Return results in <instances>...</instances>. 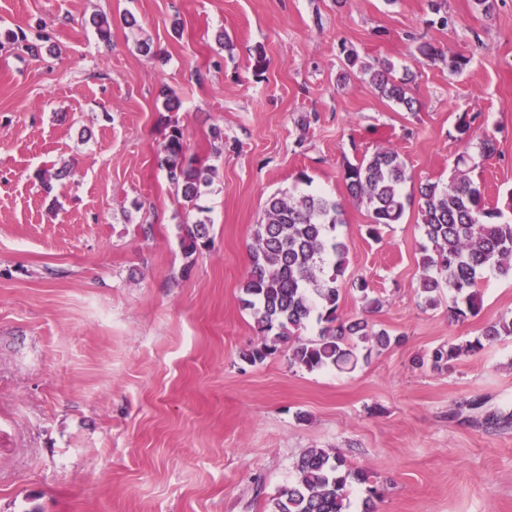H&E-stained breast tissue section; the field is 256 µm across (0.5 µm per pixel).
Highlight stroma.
I'll return each instance as SVG.
<instances>
[{
	"mask_svg": "<svg viewBox=\"0 0 512 512\" xmlns=\"http://www.w3.org/2000/svg\"><path fill=\"white\" fill-rule=\"evenodd\" d=\"M491 2L0 0V512H270L314 448L367 471L350 512L372 486L376 512H512V336L424 361L511 314L512 279L485 271L460 322L419 290L420 186L448 184L467 153L489 203L512 189V0ZM423 43L470 62L449 73ZM347 48L410 77L413 109L358 73L340 81ZM174 125L216 169L192 205L158 165ZM382 146L404 160L411 202L374 239L342 173ZM44 168L66 172L49 195ZM302 172L343 207L342 315L395 339L351 369L241 359L260 340L240 302L254 227ZM199 220L209 245L189 260ZM361 279L378 312L364 313ZM209 236V228L207 224L199 221L197 224L187 225L183 251L186 259H193L192 256L197 253L200 248L206 246Z\"/></svg>",
	"mask_w": 512,
	"mask_h": 512,
	"instance_id": "1",
	"label": "stroma"
}]
</instances>
